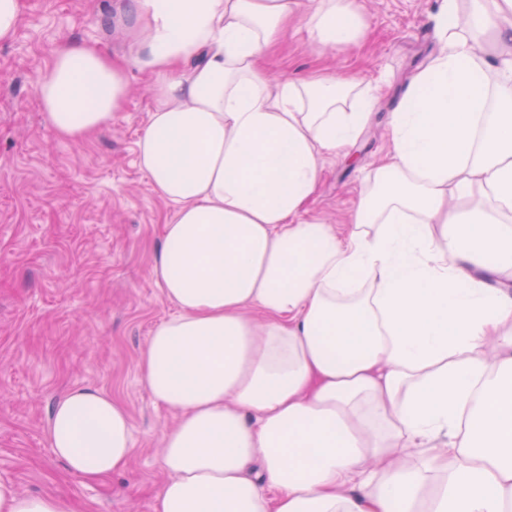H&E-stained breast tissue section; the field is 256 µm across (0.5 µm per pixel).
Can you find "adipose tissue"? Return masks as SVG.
<instances>
[{
  "label": "adipose tissue",
  "instance_id": "1",
  "mask_svg": "<svg viewBox=\"0 0 512 512\" xmlns=\"http://www.w3.org/2000/svg\"><path fill=\"white\" fill-rule=\"evenodd\" d=\"M298 15L322 44L364 29L352 0H130L129 63L68 44L36 80L78 142L122 109L127 64L154 77L138 160L173 207L153 275L175 312L138 369L178 418L154 512H512V0H439L442 49L340 232L304 213L373 97L354 75L272 81ZM47 436L90 481L133 451L90 386ZM0 512L66 506L0 482Z\"/></svg>",
  "mask_w": 512,
  "mask_h": 512
}]
</instances>
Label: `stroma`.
I'll use <instances>...</instances> for the list:
<instances>
[{
    "mask_svg": "<svg viewBox=\"0 0 512 512\" xmlns=\"http://www.w3.org/2000/svg\"><path fill=\"white\" fill-rule=\"evenodd\" d=\"M10 42L0 43V481L49 492L68 512H154L169 474L161 436L176 420L142 383L138 359L173 314L152 266L172 207L137 161L151 81L130 68V93L109 127L82 142L59 138L43 117L36 79L63 44L129 56L125 0H21ZM366 27L345 46L317 44L294 23L273 71L359 73L374 96L359 138L322 157L307 215L344 229L390 146V118L408 76L440 50L436 0H355ZM93 386L128 409L127 468L100 482L68 473L52 453L54 403Z\"/></svg>",
    "mask_w": 512,
    "mask_h": 512,
    "instance_id": "obj_1",
    "label": "stroma"
}]
</instances>
